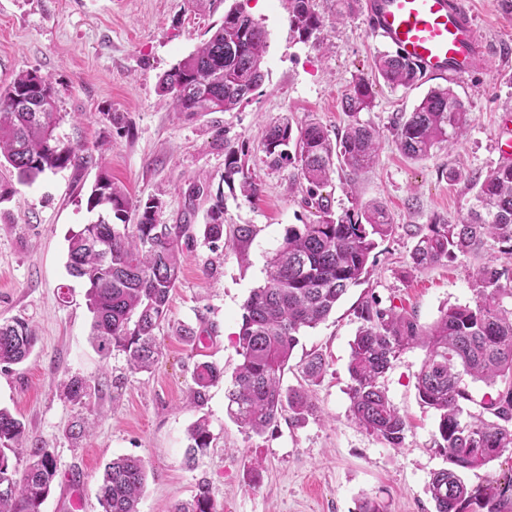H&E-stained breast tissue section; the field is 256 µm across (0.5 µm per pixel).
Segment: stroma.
<instances>
[{
  "label": "stroma",
  "instance_id": "35a3bbf8",
  "mask_svg": "<svg viewBox=\"0 0 512 512\" xmlns=\"http://www.w3.org/2000/svg\"><path fill=\"white\" fill-rule=\"evenodd\" d=\"M472 2L492 49L487 69L463 80L425 77L409 89L377 85L372 109L357 115L383 133L379 158L359 175L357 198L346 195L339 173L326 191L338 212L356 200L383 204L394 230L375 249L369 280L299 337L283 384L300 386L304 360L322 354L325 372L309 388L316 412L298 424L279 419L257 436L228 415L224 382L210 388L203 406L191 403L194 368L211 361L232 376L241 360L235 337L245 301L263 285L288 225L312 217L303 203L305 181L293 167H268L263 138L267 126L284 116L296 129L311 116L332 134L345 127V90L356 75L370 74L385 50L368 31L366 10L338 25L333 0H316L325 22L317 38L303 42L290 28L287 0H0V89L19 72L38 71L55 94L60 143L99 153L95 164L46 173L0 203V321L22 318L37 333L25 362L0 365V407L56 460L58 474L42 512H74L78 502L83 512H99L103 468L119 455L146 464L140 512H172L202 478L224 512H356L364 496L379 498L388 512H433L428 483L449 462L435 443L436 415L415 388L424 350L403 353L381 380L407 421L397 448L351 422L348 362L360 326L354 308L365 295L385 306L404 305L423 324L448 305L474 299V260L408 271L414 231L466 216L475 182L503 162L502 145L512 144V14L500 0ZM238 5L268 33L262 85L230 112L175 111L159 94L160 77ZM437 85L453 87L466 102L468 130L452 149L407 158L391 127ZM114 113L120 123L111 122ZM230 148L243 153L258 184L253 199L222 186ZM103 170L132 197H160L159 223L193 226L192 239L182 243L167 317L156 332L161 355L149 371H130L118 352L100 357L90 338L87 287L66 271L67 238L91 220L86 200ZM217 189L224 192L225 235L239 224L256 229L245 253L215 251L203 239L201 226ZM185 327L194 329L195 340L183 338ZM71 376L95 386L88 406L66 398L62 382ZM79 415L90 431L76 446L67 430ZM201 417L212 442L190 469L184 464L187 429Z\"/></svg>",
  "mask_w": 512,
  "mask_h": 512
}]
</instances>
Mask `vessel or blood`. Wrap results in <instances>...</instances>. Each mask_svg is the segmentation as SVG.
<instances>
[{"mask_svg":"<svg viewBox=\"0 0 512 512\" xmlns=\"http://www.w3.org/2000/svg\"><path fill=\"white\" fill-rule=\"evenodd\" d=\"M370 30L421 74L463 79L490 55L469 0H367Z\"/></svg>","mask_w":512,"mask_h":512,"instance_id":"vessel-or-blood-1","label":"vessel or blood"}]
</instances>
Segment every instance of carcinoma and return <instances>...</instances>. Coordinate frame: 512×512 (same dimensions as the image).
<instances>
[{
	"label": "carcinoma",
	"mask_w": 512,
	"mask_h": 512,
	"mask_svg": "<svg viewBox=\"0 0 512 512\" xmlns=\"http://www.w3.org/2000/svg\"><path fill=\"white\" fill-rule=\"evenodd\" d=\"M290 26L299 39L309 40L323 26L314 0H288ZM210 36L195 52L179 61L160 80L161 92L171 96L178 112H229L262 84L267 32L243 7L224 13L209 29ZM419 71L396 53L375 59L373 75L355 77L341 100L352 118L342 135L331 138L311 120L293 129L286 121L267 128L262 151L273 167L292 164L307 183V207L315 219L291 224L267 264L263 286L251 291L243 306L236 336L241 362L226 388L227 411L246 431L262 435L284 414L301 422L314 411L306 390L286 388L288 369L300 332L323 322L347 291L371 272L372 252L390 236L393 224L378 202L357 205L338 215L331 195L322 190L335 168L354 178L379 156L383 135L362 124L357 114L372 108L377 83L391 89L410 88ZM57 108L51 83L35 71H22L0 90V167L12 169L19 184L34 182L46 172L93 163L89 149L63 146L54 135ZM469 125V108L450 86L431 89L419 104L393 125L398 149L423 160L433 150L453 146ZM240 177L241 193L257 195V183L245 171L234 149L224 154V182ZM476 205L458 224L434 222L418 234L409 266L413 271L443 265L460 256L478 261L473 274V303L453 304L431 324L395 304L387 307L373 297L358 303L362 321L350 344L349 412L367 433L393 448L407 427L406 419L390 402L380 379L399 356L413 348L425 350L416 389L422 404L437 417V447L452 464L434 472L428 492L435 512H512V472L494 485L473 488L465 473L480 469L508 453L512 455V162L491 170L475 194ZM158 197L134 200L112 178L102 174L87 201L88 212H103V220L85 224L68 237L69 276L88 286L92 313V341L104 358L125 354L132 371H147L157 362L155 330L166 318L170 295L181 273L180 239L186 224H160ZM204 239L212 247L223 242L246 249L254 239L251 224H239L224 239V192L217 190L204 225ZM497 255H484L488 242ZM35 331L22 319L0 322V365L20 364L32 354ZM325 369L319 353L308 356L302 374L316 383ZM482 382L491 391L473 411L471 393L463 377ZM224 370L202 361L195 365L193 403L200 406ZM68 398L77 403L90 396L87 380L71 377ZM27 440L23 422L0 408V512H41L57 476L53 455L35 443L26 449L24 468L12 458ZM206 420L188 430L186 464L195 466L210 447ZM147 477L142 459L117 456L105 465L98 487L101 512H139ZM173 512H222L209 483L200 480L192 500Z\"/></svg>",
	"instance_id": "cac0c4a2"
}]
</instances>
